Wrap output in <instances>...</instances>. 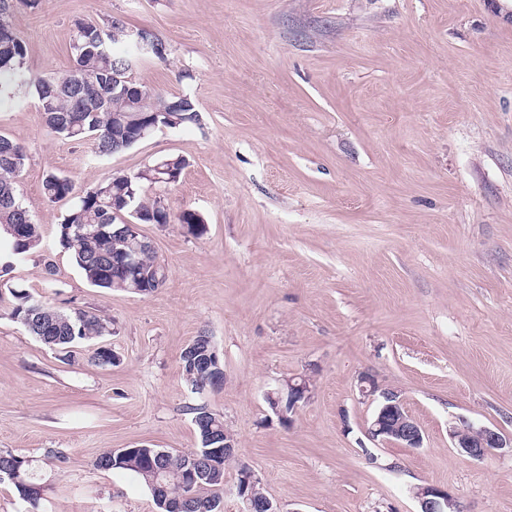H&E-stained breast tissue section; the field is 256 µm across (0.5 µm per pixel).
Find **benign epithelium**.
Returning a JSON list of instances; mask_svg holds the SVG:
<instances>
[{
  "label": "benign epithelium",
  "instance_id": "benign-epithelium-1",
  "mask_svg": "<svg viewBox=\"0 0 512 512\" xmlns=\"http://www.w3.org/2000/svg\"><path fill=\"white\" fill-rule=\"evenodd\" d=\"M310 385L304 380H289L286 386L267 393L271 399V409L280 419L292 416L299 408V403L308 398ZM368 438L379 443H394L404 448H420L424 436L418 422L406 411L401 396L394 390L380 392L377 409L366 429ZM454 447L460 453L473 459H481L494 450L512 449V440L489 427L476 428L470 425L454 427L450 430ZM259 478L249 470L240 472L236 484L237 495L249 510L255 508L256 486ZM415 497L419 512H464L458 501L448 490L424 485L417 488Z\"/></svg>",
  "mask_w": 512,
  "mask_h": 512
}]
</instances>
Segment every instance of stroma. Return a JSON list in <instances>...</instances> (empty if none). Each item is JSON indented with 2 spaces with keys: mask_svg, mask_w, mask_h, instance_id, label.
<instances>
[{
  "mask_svg": "<svg viewBox=\"0 0 512 512\" xmlns=\"http://www.w3.org/2000/svg\"><path fill=\"white\" fill-rule=\"evenodd\" d=\"M121 19L165 41L137 81L186 94L200 121L160 127L97 157L45 128L34 97L0 107L26 150L17 194L39 246L0 277V451L31 460L38 506L0 482V512H156L101 453L198 447L187 408L207 404L238 441L223 512H243L239 465L279 512H417L415 487L448 489L465 512H512V452L461 455L464 423L512 439V8L503 0H42L7 21L27 69L72 66L78 23ZM179 155L164 193L203 216L200 239L146 224L169 273L150 295L91 286L59 244L77 189ZM53 261L57 281L47 279ZM112 322L71 358L11 318L13 290ZM208 332L224 384L191 392L180 355ZM118 361L98 365L97 345ZM398 390L424 444L375 445L377 403L357 380ZM304 376L292 424L268 390Z\"/></svg>",
  "mask_w": 512,
  "mask_h": 512,
  "instance_id": "35a3bbf8",
  "label": "stroma"
}]
</instances>
